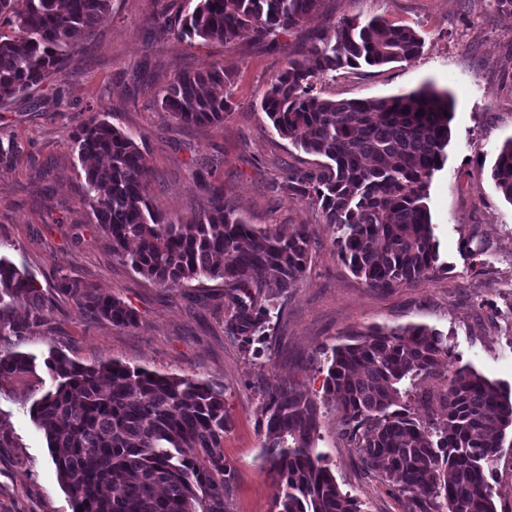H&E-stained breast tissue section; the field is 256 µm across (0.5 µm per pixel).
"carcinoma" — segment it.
<instances>
[{
    "label": "carcinoma",
    "instance_id": "obj_1",
    "mask_svg": "<svg viewBox=\"0 0 512 512\" xmlns=\"http://www.w3.org/2000/svg\"><path fill=\"white\" fill-rule=\"evenodd\" d=\"M322 0H196L180 17L189 39L233 44L245 30L274 43L281 32L318 19ZM111 0H0V105L62 74L71 51L109 14ZM424 40L409 25L344 18L306 54L288 58L261 103L275 131L314 168L290 171L283 189L334 228L333 245L370 288L392 290L444 269L426 203L451 139L453 100L427 84L386 98L327 99L314 94L329 72L412 62ZM230 76L207 65L173 76L161 107L181 125L212 127L232 102ZM74 149L85 167L84 204L112 255L164 288L220 279L231 313L224 334L260 359L288 291L302 279L313 246L310 225L252 227L211 193L205 208L173 224L149 206L144 155L134 138L92 115ZM488 178L512 205V138ZM56 291L80 311L116 328L138 326L123 300L79 280ZM36 278L0 255V336H25L43 320ZM448 336L411 325L356 334L327 355L322 399L280 381L263 393V456L277 474L275 512H362L316 452L321 405L336 411L364 469L382 475L408 512H496L489 481L512 431V396L472 369L447 368ZM54 387L30 413L43 431L73 512H228L233 471L224 459L230 415L224 391L190 378L119 362L79 364L51 353ZM34 368L24 353L0 355V376ZM446 376L442 418L419 421L394 409L422 377Z\"/></svg>",
    "mask_w": 512,
    "mask_h": 512
}]
</instances>
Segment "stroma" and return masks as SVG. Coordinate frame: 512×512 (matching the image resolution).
<instances>
[{
    "instance_id": "stroma-1",
    "label": "stroma",
    "mask_w": 512,
    "mask_h": 512,
    "mask_svg": "<svg viewBox=\"0 0 512 512\" xmlns=\"http://www.w3.org/2000/svg\"><path fill=\"white\" fill-rule=\"evenodd\" d=\"M189 6L112 0L63 75L0 106V141L20 148L11 164L0 165V254L31 272L47 295L40 326L0 338V354L23 352L37 362L33 372L0 378V512H72L30 416L32 402L53 386L43 364L53 349L87 366L118 361L222 389L231 419L224 457L234 471L229 512H274L276 475L262 456V390L289 379L323 395L324 352L352 334L412 324L442 330L454 366H471L512 391V204L480 172L512 137V15L488 0H323L317 20L280 34L272 48L248 33L229 46L152 35L153 13L173 17ZM355 16L413 27L423 52L409 63L328 73L317 94L382 98L430 82L455 101L448 160L428 199L448 269L392 291L353 276L333 245V228L300 197L282 192L287 171L313 166L315 158L281 138L260 109L288 58ZM213 63L231 78L232 110L213 127L178 126L162 110L160 91L174 75ZM94 112L134 136L146 158L150 204L166 219L190 218L219 191L255 228L312 225L311 261L288 292L267 358L253 359L225 336L222 281L163 288L113 256L82 203L84 165L73 148L75 130ZM61 277L124 300L137 311L138 327L120 329L82 313L54 291ZM317 450L363 512H407L403 497L363 469L327 406Z\"/></svg>"
}]
</instances>
